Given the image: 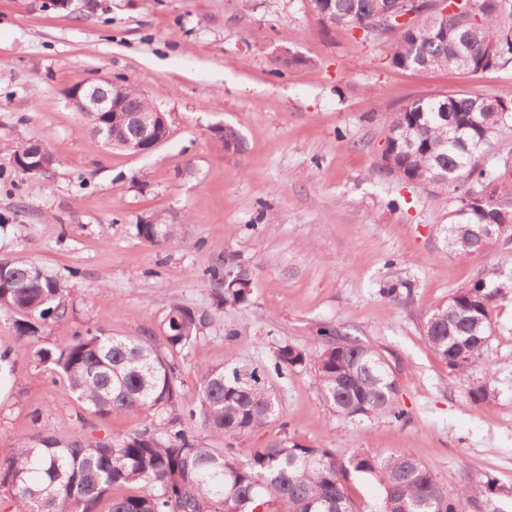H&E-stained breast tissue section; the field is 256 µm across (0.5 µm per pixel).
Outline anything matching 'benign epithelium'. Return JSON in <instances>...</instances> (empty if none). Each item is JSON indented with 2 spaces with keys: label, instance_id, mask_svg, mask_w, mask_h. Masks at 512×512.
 I'll list each match as a JSON object with an SVG mask.
<instances>
[{
  "label": "benign epithelium",
  "instance_id": "benign-epithelium-1",
  "mask_svg": "<svg viewBox=\"0 0 512 512\" xmlns=\"http://www.w3.org/2000/svg\"><path fill=\"white\" fill-rule=\"evenodd\" d=\"M126 83L102 77L88 84L71 88L68 98L84 115L112 114V124L97 123L95 134L106 143L114 142L121 149L135 155L151 153L161 141L155 131L168 126L164 112L155 105L136 107L130 105L125 93ZM512 230V224H483L479 228V248L484 252Z\"/></svg>",
  "mask_w": 512,
  "mask_h": 512
}]
</instances>
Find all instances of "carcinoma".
Segmentation results:
<instances>
[{"label": "carcinoma", "mask_w": 512, "mask_h": 512, "mask_svg": "<svg viewBox=\"0 0 512 512\" xmlns=\"http://www.w3.org/2000/svg\"><path fill=\"white\" fill-rule=\"evenodd\" d=\"M327 26L363 30L376 36V23L410 0H309ZM507 0H480L475 15L466 10L445 20V30L412 20L390 50L400 70H456L477 74L512 56V33L493 18ZM377 172L412 178L420 173L434 186L452 189L456 203L442 225L444 248L459 257L476 253L481 224H502L512 214L498 200L466 205L469 192L512 177V167L489 169L480 163L493 140L512 134V112L503 102L472 95L417 99L395 114ZM181 225H136L153 245L178 244ZM216 286L217 307L250 301L251 275L241 266L207 270ZM503 283L479 278L437 305L422 326L430 347L450 371L467 374L482 358L492 324L494 302ZM64 289L54 278L20 261L0 262V311L15 313L19 339L40 365L50 367L90 413L106 418L147 412L151 421L108 442L58 437L52 431L17 439L13 456L0 461V488L14 512H358L347 485L369 476L380 497L368 512H463L460 490L444 492L431 472L405 450L388 456L369 451L339 455L331 448L306 446L288 438L241 456L236 444L275 418L279 404L268 377L315 365L320 393L336 417L349 421L406 417L400 389L383 356L368 345L337 335L327 348L311 353L281 343L265 367L231 363L198 369V407L183 403L177 368L150 336H114L104 327L76 332L61 346H40L42 324L65 317ZM214 321L208 310L173 306L162 323L169 347L185 350ZM201 425L224 439L211 448L196 435Z\"/></svg>", "instance_id": "cac0c4a2"}]
</instances>
